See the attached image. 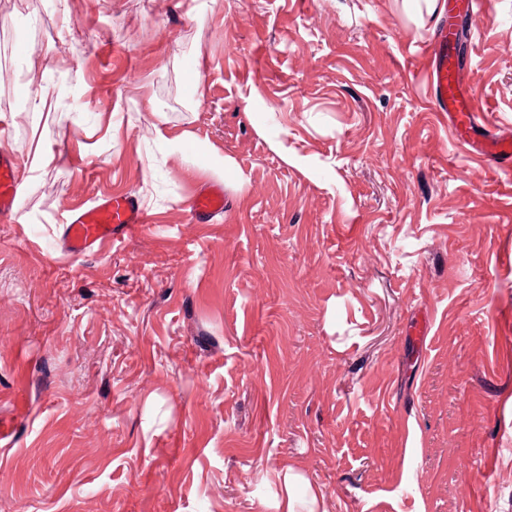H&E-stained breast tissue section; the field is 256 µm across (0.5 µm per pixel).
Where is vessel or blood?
Wrapping results in <instances>:
<instances>
[{"mask_svg": "<svg viewBox=\"0 0 512 512\" xmlns=\"http://www.w3.org/2000/svg\"><path fill=\"white\" fill-rule=\"evenodd\" d=\"M439 47L431 62L434 96L438 111L448 117L449 126L471 151L489 161L504 174L512 173V139L488 136V119L482 118L485 106L471 86L463 83L456 64L448 54V32L440 30ZM21 187L13 155L0 149V222L9 220L19 208ZM224 188L212 184L200 189L190 201L189 213L203 224L224 211ZM150 217L133 195H104L94 205L74 209L66 221L62 248L72 255L97 250L112 239L129 236Z\"/></svg>", "mask_w": 512, "mask_h": 512, "instance_id": "1", "label": "vessel or blood"}]
</instances>
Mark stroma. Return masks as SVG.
<instances>
[{
	"instance_id": "35a3bbf8",
	"label": "stroma",
	"mask_w": 512,
	"mask_h": 512,
	"mask_svg": "<svg viewBox=\"0 0 512 512\" xmlns=\"http://www.w3.org/2000/svg\"><path fill=\"white\" fill-rule=\"evenodd\" d=\"M468 19L463 75L512 136V0ZM447 20L0 0V512H279L288 468L320 512H512V178L434 108ZM116 192L149 224L62 251ZM21 187L13 155L0 149V222L9 220L19 208ZM224 186L212 184L200 189L190 201L189 213L197 223L205 224L224 211Z\"/></svg>"
}]
</instances>
